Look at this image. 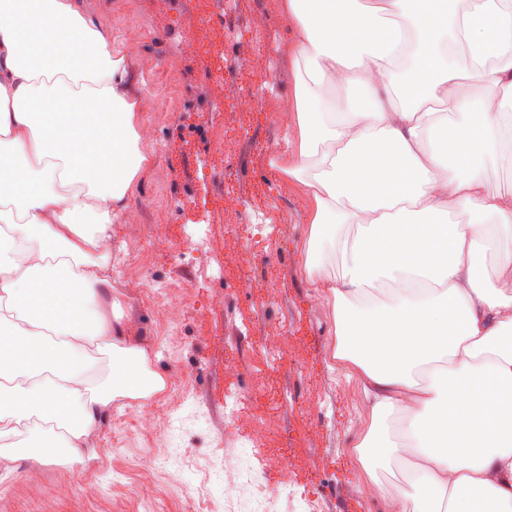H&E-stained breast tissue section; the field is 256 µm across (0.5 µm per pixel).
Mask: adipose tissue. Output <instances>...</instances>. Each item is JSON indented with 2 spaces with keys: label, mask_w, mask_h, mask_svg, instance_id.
I'll use <instances>...</instances> for the list:
<instances>
[{
  "label": "adipose tissue",
  "mask_w": 512,
  "mask_h": 512,
  "mask_svg": "<svg viewBox=\"0 0 512 512\" xmlns=\"http://www.w3.org/2000/svg\"><path fill=\"white\" fill-rule=\"evenodd\" d=\"M286 8L277 159L312 202L301 272L330 310V367L365 399V489L381 512H512V187L488 190L512 172V0ZM135 83L85 0H0L8 472L91 460L113 402L165 388L112 283L110 228L152 163Z\"/></svg>",
  "instance_id": "obj_1"
}]
</instances>
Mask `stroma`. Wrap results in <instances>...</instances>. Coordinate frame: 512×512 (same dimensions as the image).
Instances as JSON below:
<instances>
[{"label":"stroma","mask_w":512,"mask_h":512,"mask_svg":"<svg viewBox=\"0 0 512 512\" xmlns=\"http://www.w3.org/2000/svg\"><path fill=\"white\" fill-rule=\"evenodd\" d=\"M86 3L113 40L140 33L130 63L138 92L153 99L155 151L131 200L138 223L111 227L112 272L136 283L124 319L166 388L114 402L96 458L43 465L35 479L20 464L0 482V512H152L158 495L166 512L199 497L211 512H238L230 478L246 463L271 485L314 491L316 512H380L348 452L359 398L330 368L327 310L300 272L309 203L269 164L294 86L285 0ZM234 75L258 93L255 110L237 108ZM235 201L262 225L272 260L228 231ZM161 212L177 247L201 237L206 256L184 264L153 252L132 264ZM171 296L181 305L174 320L160 305ZM231 393L254 396L243 418L225 407Z\"/></svg>","instance_id":"stroma-1"}]
</instances>
